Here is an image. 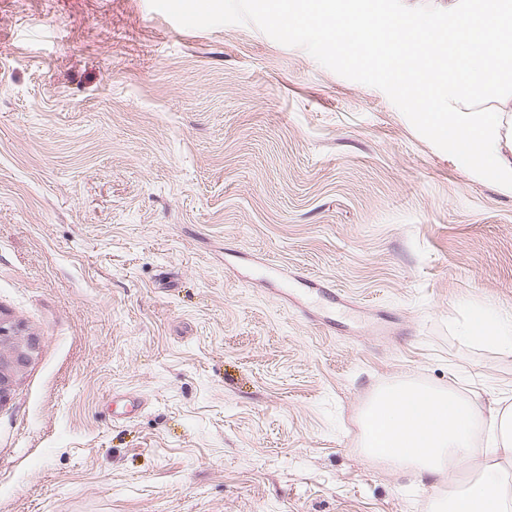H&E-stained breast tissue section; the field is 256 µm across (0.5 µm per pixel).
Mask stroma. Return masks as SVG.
I'll use <instances>...</instances> for the list:
<instances>
[{"instance_id": "35a3bbf8", "label": "stroma", "mask_w": 512, "mask_h": 512, "mask_svg": "<svg viewBox=\"0 0 512 512\" xmlns=\"http://www.w3.org/2000/svg\"><path fill=\"white\" fill-rule=\"evenodd\" d=\"M512 195L252 24L0 0V512H431L361 448L397 381L512 402ZM458 336L497 348H512V314L493 313L482 305L471 308L464 321L457 326ZM37 347V337L0 310V406L9 400Z\"/></svg>"}]
</instances>
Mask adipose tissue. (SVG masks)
Listing matches in <instances>:
<instances>
[{
	"label": "adipose tissue",
	"mask_w": 512,
	"mask_h": 512,
	"mask_svg": "<svg viewBox=\"0 0 512 512\" xmlns=\"http://www.w3.org/2000/svg\"><path fill=\"white\" fill-rule=\"evenodd\" d=\"M459 336L497 348H512V314L493 313L482 305L471 308L458 325ZM489 427V443L498 461L484 464L435 512H512V491L503 478V462L512 461V407L499 401L481 402L477 394L400 382L376 392L364 419L367 455L397 468L440 475L458 468L474 452L477 423Z\"/></svg>",
	"instance_id": "obj_1"
}]
</instances>
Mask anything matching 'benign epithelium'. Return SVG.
Wrapping results in <instances>:
<instances>
[{"label":"benign epithelium","instance_id":"obj_1","mask_svg":"<svg viewBox=\"0 0 512 512\" xmlns=\"http://www.w3.org/2000/svg\"><path fill=\"white\" fill-rule=\"evenodd\" d=\"M37 347V337L0 311V405L9 400Z\"/></svg>","mask_w":512,"mask_h":512}]
</instances>
